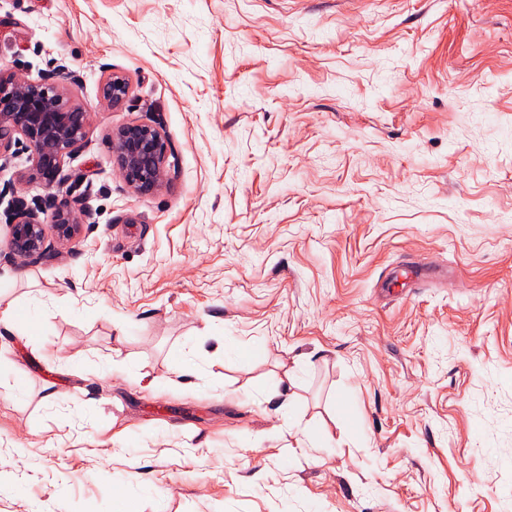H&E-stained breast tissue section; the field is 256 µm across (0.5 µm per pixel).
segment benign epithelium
<instances>
[{"instance_id":"1","label":"benign epithelium","mask_w":512,"mask_h":512,"mask_svg":"<svg viewBox=\"0 0 512 512\" xmlns=\"http://www.w3.org/2000/svg\"><path fill=\"white\" fill-rule=\"evenodd\" d=\"M129 93L125 77L112 75L99 87L100 98L118 108ZM88 127V112L71 102L56 83L32 85L0 69V158L21 141L33 152L29 178L53 189L61 181L66 158L79 150ZM112 153L123 182L134 192L150 195L164 186L168 145L155 127L127 123L112 130ZM16 222L10 225L9 246L24 263L37 264L51 255V243L72 241L83 226L86 212L63 198L51 224L13 201Z\"/></svg>"}]
</instances>
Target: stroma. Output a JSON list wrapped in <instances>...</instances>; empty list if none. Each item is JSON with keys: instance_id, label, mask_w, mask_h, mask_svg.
<instances>
[{"instance_id": "35a3bbf8", "label": "stroma", "mask_w": 512, "mask_h": 512, "mask_svg": "<svg viewBox=\"0 0 512 512\" xmlns=\"http://www.w3.org/2000/svg\"><path fill=\"white\" fill-rule=\"evenodd\" d=\"M0 67L89 114L61 188L0 160V512H512V0H0ZM129 93V84L125 77L114 75L107 77L99 87L100 98L118 108L124 104ZM112 153L123 182L132 191L150 195L163 188L168 145L157 128L127 123L113 129ZM13 209L16 222L10 224L9 246L12 253L24 263L37 264L51 255V243L63 245L72 241L81 230L86 212L62 198L54 214L52 224H44L39 215L15 200Z\"/></svg>"}]
</instances>
